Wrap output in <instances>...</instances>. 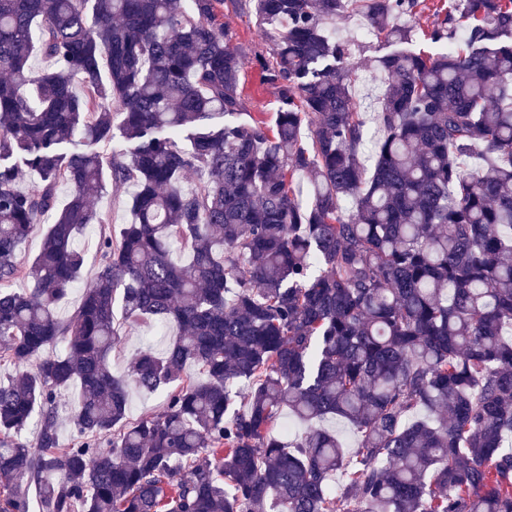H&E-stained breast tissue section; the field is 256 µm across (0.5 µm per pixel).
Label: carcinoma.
Listing matches in <instances>:
<instances>
[{
	"label": "carcinoma",
	"instance_id": "obj_1",
	"mask_svg": "<svg viewBox=\"0 0 512 512\" xmlns=\"http://www.w3.org/2000/svg\"><path fill=\"white\" fill-rule=\"evenodd\" d=\"M246 2L279 102L252 124L224 0H0V362L22 370L0 381V512H32L23 481L42 512H512V0H456L436 55L394 23L417 0ZM350 10L389 48L371 146L330 30ZM108 182L132 187L116 235L93 207ZM89 229L97 274L63 321ZM118 301L180 330L120 376ZM133 386L166 399L131 423ZM285 408L346 420L357 447L285 442ZM74 393V390L68 389L62 393L59 399V403H61V406H63V408H67L64 411L59 409L57 430L59 444L61 448L66 447L70 443L72 437V425L69 420L68 408L70 407L74 400Z\"/></svg>",
	"mask_w": 512,
	"mask_h": 512
}]
</instances>
